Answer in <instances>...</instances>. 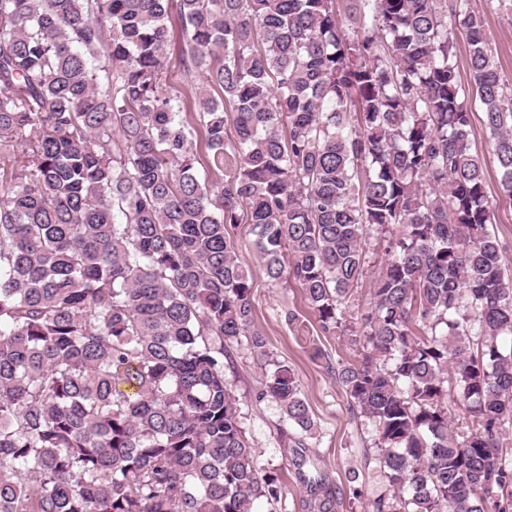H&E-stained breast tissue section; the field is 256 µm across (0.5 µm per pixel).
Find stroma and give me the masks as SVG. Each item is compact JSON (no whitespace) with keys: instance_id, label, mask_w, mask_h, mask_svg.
Wrapping results in <instances>:
<instances>
[{"instance_id":"35a3bbf8","label":"stroma","mask_w":512,"mask_h":512,"mask_svg":"<svg viewBox=\"0 0 512 512\" xmlns=\"http://www.w3.org/2000/svg\"><path fill=\"white\" fill-rule=\"evenodd\" d=\"M471 6L483 14L499 69L512 83V0H471ZM471 119L472 140L485 159L487 191L493 203L490 230L502 247L505 270L512 275V199L500 191L481 110L473 109ZM232 235L238 244L240 262L251 270L255 326L267 340V353L293 369L315 421L316 435L309 442L308 453L343 492L341 512H364L369 500L385 492L386 483L373 461L370 427L354 419L345 392L329 370L338 360L348 359L350 351L338 337L319 333L296 284L274 283L266 277L254 251L251 225H236ZM288 310L297 314L296 322L286 321L284 313ZM263 370L262 360L244 344L231 348L224 359V375L238 399V410L257 450L258 462L275 473L282 486L276 508H269L262 501L257 512H301L304 490L291 464L292 451L278 443L284 426L280 411L271 401L255 399ZM353 471L358 474L354 481L349 478Z\"/></svg>"}]
</instances>
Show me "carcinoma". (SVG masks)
Returning <instances> with one entry per match:
<instances>
[{
  "label": "carcinoma",
  "instance_id": "1",
  "mask_svg": "<svg viewBox=\"0 0 512 512\" xmlns=\"http://www.w3.org/2000/svg\"><path fill=\"white\" fill-rule=\"evenodd\" d=\"M174 15L212 179L164 89ZM472 98L512 198V86L469 0H346L343 25L336 0H0V512H275L224 375L244 339L267 355L236 224L353 352L331 372L388 485L365 512H512V280ZM255 399L301 512H338L290 366ZM367 254L363 275L358 280L353 292V303H351L349 311L351 315H356L362 308L367 307L372 299L374 283L382 265V253L380 251Z\"/></svg>",
  "mask_w": 512,
  "mask_h": 512
}]
</instances>
